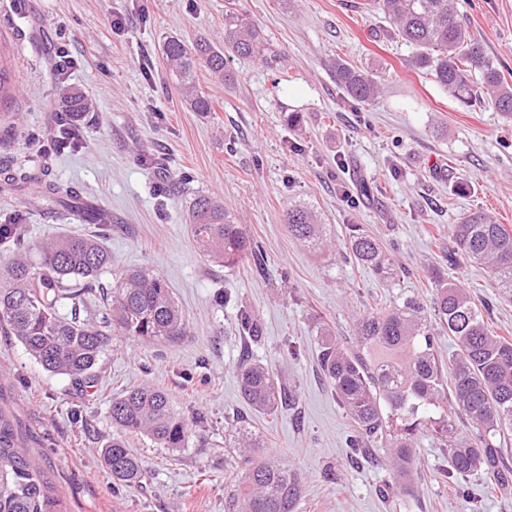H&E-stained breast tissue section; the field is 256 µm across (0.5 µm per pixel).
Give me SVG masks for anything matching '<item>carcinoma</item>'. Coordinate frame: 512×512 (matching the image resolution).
<instances>
[{
  "label": "carcinoma",
  "mask_w": 512,
  "mask_h": 512,
  "mask_svg": "<svg viewBox=\"0 0 512 512\" xmlns=\"http://www.w3.org/2000/svg\"><path fill=\"white\" fill-rule=\"evenodd\" d=\"M390 19L399 37L413 50L411 65L466 106L490 99L512 120V87L503 83L484 47L462 24L456 0H373ZM164 52L195 112L213 111V101L195 80L204 63L222 80L229 56L272 62L268 43L257 26L236 10L224 13V48L207 40L192 45L167 40ZM336 81L351 101L370 105L381 93L377 77L343 61L336 62ZM69 114L55 150L78 143L76 121L94 109L81 92L58 87ZM38 179L31 172L0 170L4 185L23 188ZM41 197L81 213L88 224L110 223L109 212L90 207L72 186L48 182ZM288 231L320 250L324 225L305 205L286 214ZM191 235L211 262L232 268L245 258L259 259L260 246L235 222L224 202L197 195L191 203ZM452 246L446 261L453 267L465 259L482 265L491 287L512 298V230L480 211L452 225ZM345 249L350 259L373 275H396L391 255L377 237L352 224ZM38 259L18 250L0 267V331L14 337L52 374L77 385L93 382L101 354L112 336L142 339L186 334L187 320L172 289L145 267L130 268L101 283L112 256L91 235L52 236L37 246ZM431 301L412 294L362 314L354 326L352 347H344L320 328L319 363L336 397L357 426L349 445L366 455L376 444L387 449L399 486L408 488L417 472L415 444L423 431L433 433L448 449L449 475L485 470L493 481L502 476L498 463L502 443L512 432V339L490 333L469 291L439 266L431 272ZM99 296L100 313H89L87 299ZM448 335L456 353L443 359L436 337ZM244 399L258 412L272 414L285 400L284 388L265 365L246 360L239 369ZM464 415L472 435L462 437L448 407ZM112 423L124 434L140 436L157 448L178 451L192 435L188 421L174 410L166 390L151 384L130 388L112 400ZM236 449V478L224 498V512H296L300 477L285 464L266 461L265 442L246 426L234 429L224 443ZM115 483L140 486L144 468L121 436L102 448ZM0 512H66L63 501L40 464L23 449L14 415L0 408Z\"/></svg>",
  "instance_id": "cac0c4a2"
}]
</instances>
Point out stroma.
Returning a JSON list of instances; mask_svg holds the SVG:
<instances>
[{"label":"stroma","mask_w":512,"mask_h":512,"mask_svg":"<svg viewBox=\"0 0 512 512\" xmlns=\"http://www.w3.org/2000/svg\"><path fill=\"white\" fill-rule=\"evenodd\" d=\"M457 2L512 84V0ZM231 9L250 14L280 66L229 59L231 83L198 69L214 109L193 111L162 45L170 37L222 43ZM0 53L17 84L15 99L0 103V169L48 167L53 181L112 215L104 229L0 188V224L23 214L17 235L29 245L58 233L96 235L112 255L102 282L149 267L187 319L179 338H114L84 387L0 335V407L16 415L69 512H224L233 480L224 430L236 419L303 474L296 512H512V487L492 486L480 471L448 477V452L427 431L407 490L391 491L382 460L351 462V422L317 360L320 326L345 343L359 315L393 296L430 298L428 269L465 215L481 210L512 228V121L491 101L465 106L410 67L412 48L368 0L349 10L343 0H21L15 8L0 0ZM63 55L74 64L61 74ZM339 59L382 77L378 102L347 101L333 71ZM61 82L95 110L75 147L44 158L30 137L56 130ZM185 172L191 183L181 182ZM461 183L467 193L457 192ZM196 192L223 200L263 245V268L246 260L226 269L203 257L187 224ZM300 203L321 213L329 249L311 251L289 234L283 214ZM351 224L384 242L397 279L381 283L342 257ZM448 274L470 289L488 328L512 338V300L489 287L486 272L463 262ZM243 309L257 338L236 330ZM245 357L277 375L287 407L267 415L243 399ZM141 382L170 393L193 435L176 453L130 438L148 481L117 489L101 457L116 432L110 405Z\"/></svg>","instance_id":"stroma-1"}]
</instances>
